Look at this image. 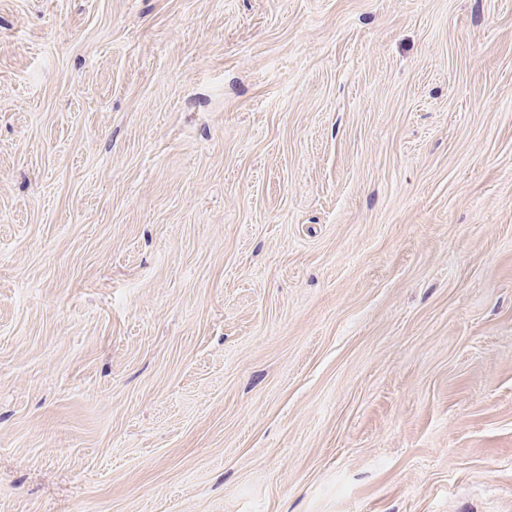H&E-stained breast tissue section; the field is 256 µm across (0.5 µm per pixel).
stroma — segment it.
<instances>
[{
  "mask_svg": "<svg viewBox=\"0 0 512 512\" xmlns=\"http://www.w3.org/2000/svg\"><path fill=\"white\" fill-rule=\"evenodd\" d=\"M0 512H512V0H0Z\"/></svg>",
  "mask_w": 512,
  "mask_h": 512,
  "instance_id": "stroma-1",
  "label": "stroma"
}]
</instances>
